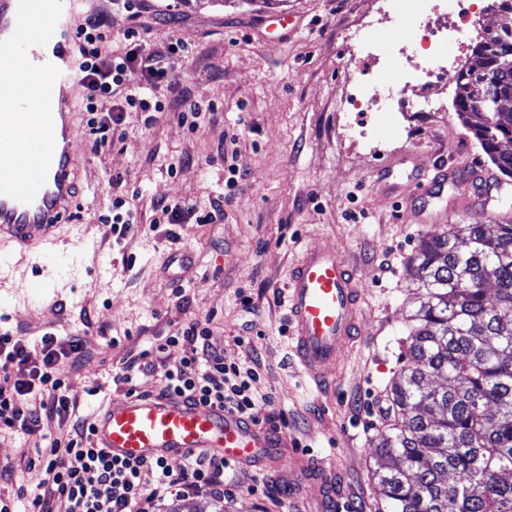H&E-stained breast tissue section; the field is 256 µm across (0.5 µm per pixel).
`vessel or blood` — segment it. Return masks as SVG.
<instances>
[{
  "label": "vessel or blood",
  "mask_w": 512,
  "mask_h": 512,
  "mask_svg": "<svg viewBox=\"0 0 512 512\" xmlns=\"http://www.w3.org/2000/svg\"><path fill=\"white\" fill-rule=\"evenodd\" d=\"M85 0H0V252L16 258H51L77 227L84 204L77 193V97L79 29ZM49 53L32 61L31 43ZM356 271L334 246L307 247L288 281L289 350L301 373L330 389L327 369L341 366L363 329ZM95 447L121 460L182 457L204 451L249 466L287 458L316 479L308 455L283 456L273 432L215 406L177 397L129 393L98 410Z\"/></svg>",
  "instance_id": "obj_1"
}]
</instances>
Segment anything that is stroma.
Masks as SVG:
<instances>
[{
	"instance_id": "35a3bbf8",
	"label": "stroma",
	"mask_w": 512,
	"mask_h": 512,
	"mask_svg": "<svg viewBox=\"0 0 512 512\" xmlns=\"http://www.w3.org/2000/svg\"><path fill=\"white\" fill-rule=\"evenodd\" d=\"M266 11L288 12L295 21L259 29ZM374 16L372 0H150L140 18L114 12V55L126 53L123 34L135 24L148 29L152 49L184 44L168 60L176 82L164 92L170 107L149 130L139 113L125 112L123 140L100 153L78 130L77 147L87 158L86 224L44 271L50 290L41 303L25 287L31 264L0 280V333L31 342L48 332L88 334L92 355L78 367H58L84 414L112 396V375L124 361L163 342L191 315L215 313L226 359L258 356L257 388L274 396L261 414L264 425L317 459L334 483L335 512L379 509L371 485L374 441L386 425L387 390L404 364L409 317L425 294L411 285L419 239L471 222L477 196L490 219H512V180L501 177L453 110L454 74L414 73L396 95L395 112L380 117L379 140L346 126L336 110L349 56L341 32ZM183 88L216 110L193 133L178 119ZM424 92L442 97L446 110L416 108ZM220 142L223 161L215 151ZM440 159L487 179L475 192L448 183L408 207L407 186L432 177ZM172 165L177 174H169ZM232 166L238 182L229 189ZM226 191L223 223L183 225L175 243L149 228L153 200L205 209ZM118 195L137 208L138 222L115 243L104 237L100 218L111 214ZM327 245L356 266L366 330L347 351L334 392L323 395L298 375L280 329L288 322L285 287L297 255ZM180 292L188 310L178 307ZM36 442L0 434V491L15 497L18 512H27L47 478L27 465ZM259 477L264 485L257 489ZM226 482L233 494L224 512L317 510L318 486L284 465L242 466Z\"/></svg>"
}]
</instances>
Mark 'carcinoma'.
Instances as JSON below:
<instances>
[{"mask_svg": "<svg viewBox=\"0 0 512 512\" xmlns=\"http://www.w3.org/2000/svg\"><path fill=\"white\" fill-rule=\"evenodd\" d=\"M456 79V115L512 178V0ZM425 299L391 383L374 489L386 512H512V220L452 224L414 257ZM446 384L438 386L434 379Z\"/></svg>", "mask_w": 512, "mask_h": 512, "instance_id": "cac0c4a2", "label": "carcinoma"}]
</instances>
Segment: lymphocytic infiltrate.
Returning a JSON list of instances; mask_svg holds the SVG:
<instances>
[{
  "label": "lymphocytic infiltrate",
  "instance_id": "lymphocytic-infiltrate-1",
  "mask_svg": "<svg viewBox=\"0 0 512 512\" xmlns=\"http://www.w3.org/2000/svg\"><path fill=\"white\" fill-rule=\"evenodd\" d=\"M112 7L96 9L86 17L80 31L82 62L79 77L87 94L81 108L87 114L86 128L94 148L122 140L123 112L134 110L152 128L166 109L158 95L171 87L174 77L165 62L166 54L181 51L169 45L167 53L147 49L139 27L124 34L131 48L125 56L112 54ZM151 229L168 225L167 236L178 240L175 225L188 222L217 224L224 219L223 202L199 209L186 202L160 200L153 207ZM214 313L191 317L164 343L143 350L127 360L112 376L115 386L133 385L138 375L156 379L160 395L179 396L192 404L232 409L259 421L272 394L259 393L261 376L257 362L227 361L216 334ZM91 345L89 338L55 334L42 336L39 344L11 333L0 334V429L44 439L36 459L43 464L50 489L35 495L31 512H53L52 500L60 497L70 512H162L168 501L190 495L223 498L224 474L230 462L211 454L187 456L181 470L170 469L162 458L126 461L92 447V422L80 415L68 396V386L58 376L61 363L78 364ZM182 346L178 365L167 367L162 359L167 347Z\"/></svg>",
  "mask_w": 512,
  "mask_h": 512
}]
</instances>
